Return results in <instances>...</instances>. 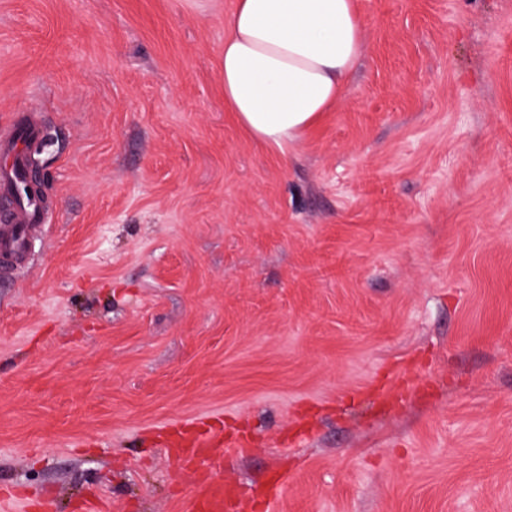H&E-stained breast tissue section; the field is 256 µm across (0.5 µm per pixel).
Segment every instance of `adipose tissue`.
<instances>
[{
	"instance_id": "adipose-tissue-1",
	"label": "adipose tissue",
	"mask_w": 512,
	"mask_h": 512,
	"mask_svg": "<svg viewBox=\"0 0 512 512\" xmlns=\"http://www.w3.org/2000/svg\"><path fill=\"white\" fill-rule=\"evenodd\" d=\"M354 0H236L224 37V105L282 148L341 99L363 53Z\"/></svg>"
}]
</instances>
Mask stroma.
I'll use <instances>...</instances> for the list:
<instances>
[{
	"mask_svg": "<svg viewBox=\"0 0 512 512\" xmlns=\"http://www.w3.org/2000/svg\"><path fill=\"white\" fill-rule=\"evenodd\" d=\"M235 5L0 0L50 206L0 265V512H187L186 427L271 512H512V0H356L283 149L224 108ZM179 447L188 448L193 456L202 458L211 453L214 446V440L207 431H199L194 428H188L184 431L179 440L176 441Z\"/></svg>",
	"mask_w": 512,
	"mask_h": 512,
	"instance_id": "obj_1",
	"label": "stroma"
}]
</instances>
